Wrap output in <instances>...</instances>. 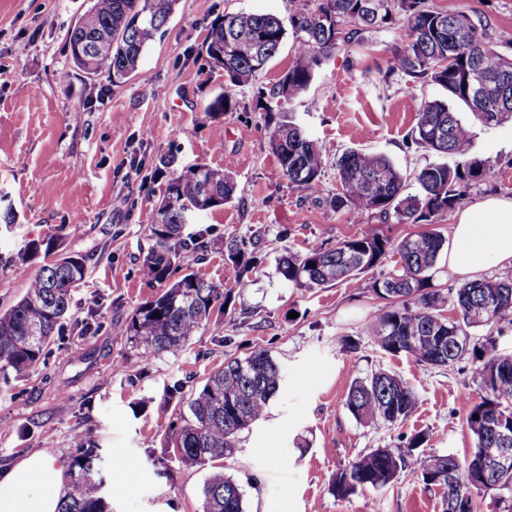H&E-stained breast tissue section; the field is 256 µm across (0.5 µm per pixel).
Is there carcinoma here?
<instances>
[{"mask_svg": "<svg viewBox=\"0 0 512 512\" xmlns=\"http://www.w3.org/2000/svg\"><path fill=\"white\" fill-rule=\"evenodd\" d=\"M298 0L283 23L275 15L226 13L208 28L204 49L208 62L224 70L232 86L251 82L259 68L292 35L296 60L257 101L291 100L310 85L316 67L363 30L385 28L402 19L407 39L392 52L389 71L428 80L442 87L446 100H428L417 108L410 139L454 164L430 163L416 175L420 191L405 192V177L385 155L350 150L336 162V192L326 198L334 211L394 216L402 224H429L440 213L454 210L471 188L494 175V165L472 151L470 125L448 100L467 107L473 120L496 126L512 120V55L490 45L483 28L461 13L435 9L426 0ZM177 0H92L90 8L68 33L74 66L92 80L105 72L121 82L136 73L144 52L163 34ZM112 36L108 44L104 36ZM480 66L484 95L464 82L465 72ZM230 94L210 100L204 112L215 118L231 110ZM268 146L288 183L312 194L324 192V158L316 142L288 115L276 121ZM235 193L231 167L190 166L173 174L148 225L153 241L142 260L147 282L157 292L132 312L122 335L145 355L184 346L224 297L220 288L192 271L207 251V233L185 234L198 215L229 203ZM445 238L434 230L419 232L396 243L373 232L353 237L305 255L288 253L278 259L281 280L300 288H325L366 275L388 262L394 269L373 276L372 293L385 301L364 331L379 350L405 354L432 367L466 362L479 400L465 423L474 448L463 461L452 455L419 451L425 437L409 438L405 448H373L336 472L331 490L339 499L358 491H381L409 470L428 487L442 489L443 512H480L479 498L512 492V471L499 473L482 461V449H512V354L497 352V337L512 329V280L474 279L444 295L433 283ZM225 255L243 266L247 251L235 239L225 241ZM22 262L42 259L23 296L0 314V367L22 374L37 366L44 349L69 311L71 291L86 275L80 257L54 255L41 243L27 242L17 253ZM450 309L452 315L445 314ZM489 327L472 337L466 349L448 343V329L463 336L470 329ZM280 366L264 349L233 358L206 378L202 388L180 412L181 425L171 430V442L183 463L204 466L234 453L239 433L264 413L278 393ZM414 389L396 374L379 369L351 381L345 401L363 423L394 425L408 420L418 405ZM97 447L88 446L74 458L70 489L57 512H110L98 476ZM203 512H244L240 486L222 473L209 476L203 487Z\"/></svg>", "mask_w": 512, "mask_h": 512, "instance_id": "carcinoma-1", "label": "carcinoma"}]
</instances>
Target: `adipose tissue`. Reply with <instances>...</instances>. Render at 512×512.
Here are the masks:
<instances>
[{"label": "adipose tissue", "mask_w": 512, "mask_h": 512, "mask_svg": "<svg viewBox=\"0 0 512 512\" xmlns=\"http://www.w3.org/2000/svg\"><path fill=\"white\" fill-rule=\"evenodd\" d=\"M512 265V197H489L456 210L446 267L472 276L490 263ZM64 467L44 451L0 467V512H56Z\"/></svg>", "instance_id": "obj_1"}]
</instances>
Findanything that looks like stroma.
<instances>
[{
    "instance_id": "stroma-1",
    "label": "stroma",
    "mask_w": 512,
    "mask_h": 512,
    "mask_svg": "<svg viewBox=\"0 0 512 512\" xmlns=\"http://www.w3.org/2000/svg\"><path fill=\"white\" fill-rule=\"evenodd\" d=\"M429 2L485 25L497 49L512 55V0ZM89 5L0 0V189L16 213L14 224L0 226V309L22 297L39 267L15 258L28 241L83 257L87 268L39 365L22 378L0 369V466L47 449L68 466L80 442L93 443L112 486V512H202V486L216 471L240 485L245 512H443L441 490L427 489L408 471L384 491L346 499L333 495L331 480L361 454L417 433L426 437V453L468 455L473 439L465 416L478 398L468 373L374 347L363 327L382 302L368 277L306 289L282 283L275 271L277 258L289 252L376 230L395 241L419 232V225L392 218L332 211L324 198L288 184L267 145L269 112L290 114L322 146L330 192L335 162L350 149L384 154L410 174L434 161L411 145L410 133L419 102L446 93L429 81L388 74L403 24L362 31L322 62L307 91L263 110L257 90L291 66L292 40L251 83L232 89L202 44L218 16L246 11L285 19L294 0H178L139 75L121 84L104 73L85 82L73 67L67 32ZM227 90L235 108L206 116V102ZM473 131V150L492 161L495 175L471 189L469 203L512 197V121ZM169 155L180 169L233 163L234 198L197 221L211 245L193 266L231 295L183 348L146 356L121 327L155 293L140 265L167 182L159 161ZM76 218L83 222L78 237L68 229ZM232 237L253 253L249 268L225 260L222 243ZM347 335L357 351H343ZM258 348L281 367L278 395L240 434L231 457L184 465L167 440L185 401L211 371ZM379 369L417 392L407 421L363 424L347 410L350 382ZM269 448L278 457L266 456Z\"/></svg>"
}]
</instances>
